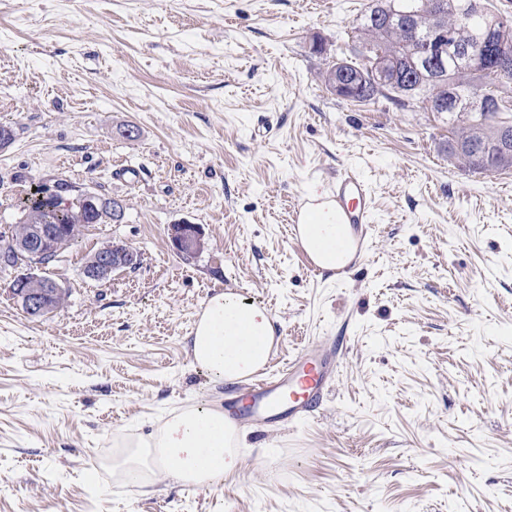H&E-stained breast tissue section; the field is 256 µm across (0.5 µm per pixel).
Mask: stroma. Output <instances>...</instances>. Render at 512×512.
<instances>
[{"label":"stroma","mask_w":512,"mask_h":512,"mask_svg":"<svg viewBox=\"0 0 512 512\" xmlns=\"http://www.w3.org/2000/svg\"><path fill=\"white\" fill-rule=\"evenodd\" d=\"M366 2L0 0V227L33 182L126 205L43 268L59 310L28 316L0 272V512H512V169L451 164L447 115L326 88ZM349 166L375 207L336 280L288 220ZM112 240L139 265L85 279ZM222 291L269 310L274 367L336 341L323 411L241 430L213 486L124 484L117 438L223 403L188 347ZM170 231L171 240L181 253L196 254L204 246L203 234L197 224H174Z\"/></svg>","instance_id":"1"}]
</instances>
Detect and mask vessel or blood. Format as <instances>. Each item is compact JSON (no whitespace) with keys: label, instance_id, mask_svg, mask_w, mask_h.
<instances>
[{"label":"vessel or blood","instance_id":"1","mask_svg":"<svg viewBox=\"0 0 512 512\" xmlns=\"http://www.w3.org/2000/svg\"><path fill=\"white\" fill-rule=\"evenodd\" d=\"M326 198L336 209V221L351 225L352 252L361 254L367 247L366 224L372 219V192L361 173L354 168L339 172ZM337 367L336 351L327 343L317 345L289 362L275 376L250 381L248 403L238 396L224 401V414L235 426L254 423L291 424L314 415L320 409L327 386Z\"/></svg>","mask_w":512,"mask_h":512}]
</instances>
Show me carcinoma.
Returning <instances> with one entry per match:
<instances>
[{
	"mask_svg": "<svg viewBox=\"0 0 512 512\" xmlns=\"http://www.w3.org/2000/svg\"><path fill=\"white\" fill-rule=\"evenodd\" d=\"M434 11L433 0H369L359 18L354 58L337 60L327 71L325 83L336 77L353 84L354 90L346 95L352 102H370L381 96L401 109L426 102L432 112L436 111L434 102L452 92L468 104L472 117L446 111L461 130L448 143V159L470 171L509 169V162L487 166L477 160V154L495 150L502 127H512L505 106L512 102V69L499 74L495 60L489 58L484 69L472 70L461 56L473 32L488 37L493 51L512 55V15L492 11L484 0H442L439 17H432ZM435 25L452 33V38L447 54L432 63L421 58L420 38ZM487 79L495 82L488 93L499 99L493 107L470 96L471 90ZM459 144L465 150L458 151ZM69 198L72 210L83 211L86 224H119L124 219L123 209L95 207L74 194ZM62 204L64 201L47 193L43 184L30 187L20 201L24 218L33 217L44 224L66 223V214L58 210Z\"/></svg>",
	"mask_w": 512,
	"mask_h": 512,
	"instance_id": "obj_1",
	"label": "carcinoma"
}]
</instances>
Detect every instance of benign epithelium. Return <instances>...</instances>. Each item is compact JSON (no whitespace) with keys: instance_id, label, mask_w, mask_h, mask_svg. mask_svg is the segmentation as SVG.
<instances>
[{"instance_id":"benign-epithelium-1","label":"benign epithelium","mask_w":512,"mask_h":512,"mask_svg":"<svg viewBox=\"0 0 512 512\" xmlns=\"http://www.w3.org/2000/svg\"><path fill=\"white\" fill-rule=\"evenodd\" d=\"M512 158V129L501 130L499 152L492 160L505 161ZM69 226L57 225L50 232L44 224L14 225L8 238L0 244V266L21 268L10 288L11 294L20 302L25 312L38 317L49 309V301L63 296V287L54 279L36 273L49 261L61 258L67 244L72 242L68 235ZM171 240L178 251L191 255L204 246L201 228L196 224H174L171 226ZM140 263L139 254L123 242L103 246L97 256L83 268L85 277L99 282L106 281L117 271L136 268Z\"/></svg>"}]
</instances>
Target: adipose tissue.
Returning a JSON list of instances; mask_svg holds the SVG:
<instances>
[{"label": "adipose tissue", "mask_w": 512, "mask_h": 512, "mask_svg": "<svg viewBox=\"0 0 512 512\" xmlns=\"http://www.w3.org/2000/svg\"><path fill=\"white\" fill-rule=\"evenodd\" d=\"M308 198L300 226L302 246L317 267L336 273L346 264L350 228L337 223L335 209L322 203L318 189H310ZM273 337L272 318L264 306L221 292L203 310L190 338V353L216 381H240L267 364ZM233 438L223 412L175 411L155 434L126 443L112 461V473L142 484L155 463L175 483L209 486L239 469L241 457L231 448Z\"/></svg>", "instance_id": "adipose-tissue-1"}]
</instances>
